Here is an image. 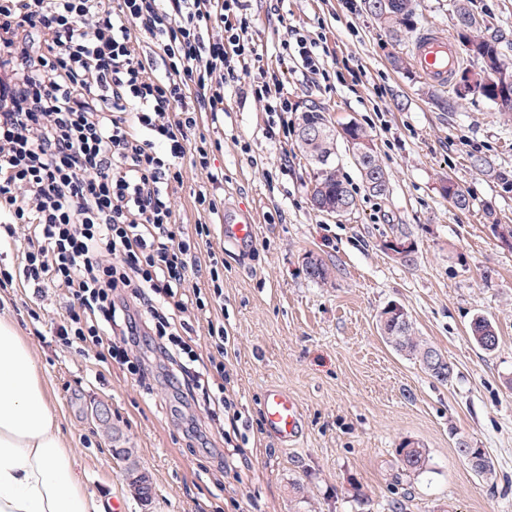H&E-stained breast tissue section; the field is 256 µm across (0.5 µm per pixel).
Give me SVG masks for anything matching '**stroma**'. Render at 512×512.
<instances>
[{
    "mask_svg": "<svg viewBox=\"0 0 512 512\" xmlns=\"http://www.w3.org/2000/svg\"><path fill=\"white\" fill-rule=\"evenodd\" d=\"M486 32L512 58V0H471ZM254 38L269 68L289 31L326 52L324 73L283 72L294 104L290 135L262 103L224 88V115L202 117L198 134L220 141L211 164L223 170L224 205L252 210L257 235L224 255V295L212 319L231 336L228 389L246 421L238 438L246 462L223 473L227 451L219 422L207 418L156 369L152 390L125 365L95 351L60 347L48 334L64 312L59 290L32 298L21 283L0 288V317L33 348L49 400L88 490L124 501L127 512H512V248L496 223L512 225V115L480 94L449 103L415 68L394 70L391 55L409 56L419 30L454 35L453 0H414V26L392 39L363 0H250ZM324 112L335 125L360 123L372 136L390 182L384 196L365 191L345 144L335 165L357 206L341 218L310 201L315 167L295 132L302 113ZM171 190L177 223L222 224L196 193L208 187L193 157ZM452 180L472 198L452 207L441 192ZM416 245L403 266L383 245L393 230ZM332 270L310 279L307 256ZM37 301L40 320L27 304ZM391 303L409 313L417 335L456 368L451 382L433 377L394 351L377 328ZM483 316L499 345L485 353L470 325ZM287 390L303 416L302 432L282 443L263 421L270 388ZM406 439L425 448L419 474L402 471ZM487 449L494 476H477L461 447ZM152 478L149 503L133 497L127 466Z\"/></svg>",
    "mask_w": 512,
    "mask_h": 512,
    "instance_id": "35a3bbf8",
    "label": "stroma"
}]
</instances>
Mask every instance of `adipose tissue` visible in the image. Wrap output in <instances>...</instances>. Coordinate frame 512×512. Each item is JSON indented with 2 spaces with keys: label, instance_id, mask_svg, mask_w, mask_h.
Masks as SVG:
<instances>
[{
  "label": "adipose tissue",
  "instance_id": "ef3b65f1",
  "mask_svg": "<svg viewBox=\"0 0 512 512\" xmlns=\"http://www.w3.org/2000/svg\"><path fill=\"white\" fill-rule=\"evenodd\" d=\"M60 433L33 349L0 318V512H107Z\"/></svg>",
  "mask_w": 512,
  "mask_h": 512
}]
</instances>
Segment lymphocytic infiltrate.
<instances>
[{
	"instance_id": "f902f5d3",
	"label": "lymphocytic infiltrate",
	"mask_w": 512,
	"mask_h": 512,
	"mask_svg": "<svg viewBox=\"0 0 512 512\" xmlns=\"http://www.w3.org/2000/svg\"><path fill=\"white\" fill-rule=\"evenodd\" d=\"M254 26L248 0H0V246L22 255L0 288L62 289L55 341L105 347L145 389L135 349L156 338L184 394L206 412L222 405L233 427L223 324L207 326L208 375L181 336L221 299L224 257L210 250L206 286L191 280L212 231L178 224L170 190L190 152L211 186L223 183L207 142L189 135L200 113L223 111L226 85L292 111ZM143 36L162 50L165 77L139 58Z\"/></svg>"
}]
</instances>
